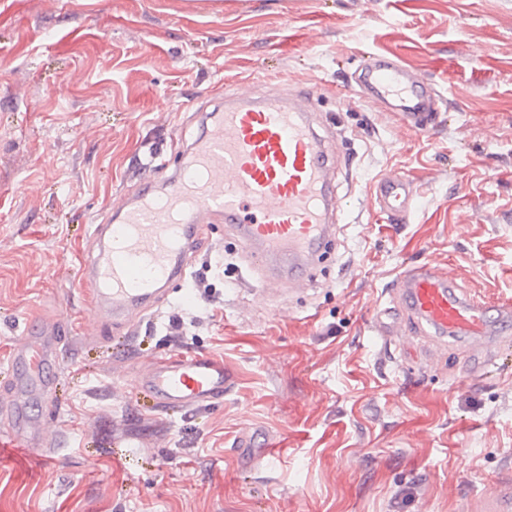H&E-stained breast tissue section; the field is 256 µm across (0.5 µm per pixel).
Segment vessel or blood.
<instances>
[{"mask_svg": "<svg viewBox=\"0 0 512 512\" xmlns=\"http://www.w3.org/2000/svg\"><path fill=\"white\" fill-rule=\"evenodd\" d=\"M354 83L410 129L427 130L441 117L433 84L412 79L395 56H369ZM314 96L309 89L295 101L265 88L225 97L203 114V133L183 144L178 168L163 177L161 190L143 189L95 225L98 254L85 285L101 311L117 319L128 308L147 311L162 302L166 284L185 277L206 224L228 227L250 264L269 277L289 283L311 273L334 237L336 182L352 174L348 159L330 152L314 128L306 106ZM372 199L393 223L408 218L416 204L401 177L376 179ZM505 322L512 324L511 305L476 301L440 269L423 264L395 278L374 329L390 336L403 325L442 344L480 343L484 353L470 369L478 376L512 346ZM59 343L58 327L31 331L12 358L22 371L0 393V410L12 415L6 436L22 447L39 446L27 410L48 401ZM137 382L154 407L168 411L218 400L235 387L223 361L202 351L168 354Z\"/></svg>", "mask_w": 512, "mask_h": 512, "instance_id": "1", "label": "vessel or blood"}]
</instances>
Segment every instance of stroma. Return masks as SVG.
<instances>
[{"label": "stroma", "instance_id": "1", "mask_svg": "<svg viewBox=\"0 0 512 512\" xmlns=\"http://www.w3.org/2000/svg\"><path fill=\"white\" fill-rule=\"evenodd\" d=\"M367 52L437 84V128L351 90ZM260 83L317 87V130L352 161L324 262L269 301L212 224L167 301L106 318L84 285L91 225L157 182L150 152L200 135L215 94ZM389 173L417 198L397 226L371 199ZM419 263L512 301V0H0V389L24 328H66L33 412L53 460L0 461V512H476L512 482V355L478 380L458 347L377 335ZM180 350L223 359L236 386L151 412L135 374Z\"/></svg>", "mask_w": 512, "mask_h": 512}]
</instances>
